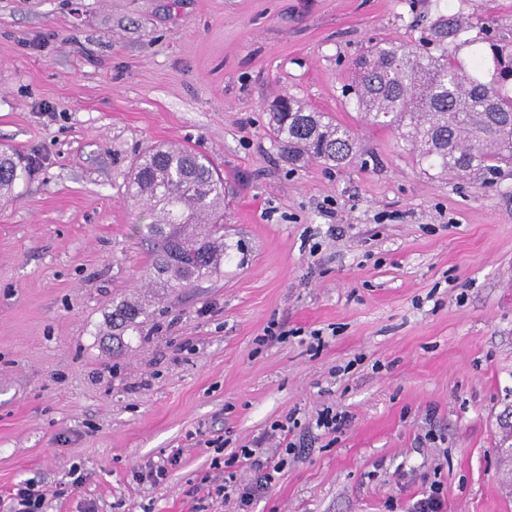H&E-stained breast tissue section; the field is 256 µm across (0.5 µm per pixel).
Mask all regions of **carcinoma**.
Wrapping results in <instances>:
<instances>
[{"instance_id": "cac0c4a2", "label": "carcinoma", "mask_w": 512, "mask_h": 512, "mask_svg": "<svg viewBox=\"0 0 512 512\" xmlns=\"http://www.w3.org/2000/svg\"><path fill=\"white\" fill-rule=\"evenodd\" d=\"M413 20L419 45L375 43L359 57L345 93L373 124L398 134L417 164L470 179L512 164V46L490 28L488 67L475 76L448 53V39L468 31L459 17ZM269 135L292 164L342 166L357 155L350 128L291 96L271 112ZM26 168L10 147L0 149V202L11 200ZM126 196L153 219L150 259L138 282L175 293L196 288L224 266V176L205 153L186 146L150 145L133 162ZM149 318L136 302L113 307L112 327L138 331Z\"/></svg>"}]
</instances>
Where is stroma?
<instances>
[{
  "mask_svg": "<svg viewBox=\"0 0 512 512\" xmlns=\"http://www.w3.org/2000/svg\"><path fill=\"white\" fill-rule=\"evenodd\" d=\"M435 3L0 0V144L30 168L0 203V512L23 480L46 512H198L215 462L327 406L346 426L250 512H408L434 480L445 512H512V165L433 176L342 94L353 58L417 43ZM447 3L469 71L479 26L512 43V0ZM285 93L350 127L359 159L291 168L267 134ZM153 143L223 170L229 256L121 333L113 303L150 294L125 185ZM272 321L288 341L259 345ZM176 462V457L150 461L132 472V480L141 489H145L146 486L155 487L167 478L169 466L174 465Z\"/></svg>",
  "mask_w": 512,
  "mask_h": 512,
  "instance_id": "obj_1",
  "label": "stroma"
}]
</instances>
